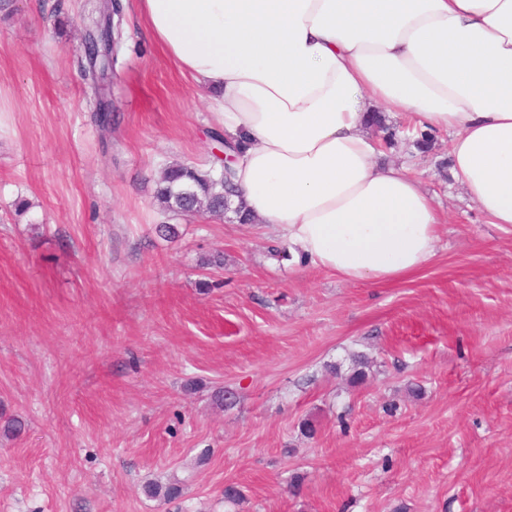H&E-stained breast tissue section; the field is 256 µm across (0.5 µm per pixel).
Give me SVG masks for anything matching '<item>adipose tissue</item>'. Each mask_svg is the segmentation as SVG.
<instances>
[{"label": "adipose tissue", "mask_w": 512, "mask_h": 512, "mask_svg": "<svg viewBox=\"0 0 512 512\" xmlns=\"http://www.w3.org/2000/svg\"><path fill=\"white\" fill-rule=\"evenodd\" d=\"M150 38L212 94L232 180L288 253L389 284L436 253L442 212L378 164V107L449 133L456 181L512 225V0H138Z\"/></svg>", "instance_id": "adipose-tissue-1"}]
</instances>
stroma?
<instances>
[{
	"mask_svg": "<svg viewBox=\"0 0 512 512\" xmlns=\"http://www.w3.org/2000/svg\"><path fill=\"white\" fill-rule=\"evenodd\" d=\"M121 2L106 136L78 65L98 0L0 18V423H25L0 432V512H512V225L456 183L447 133L422 152L386 120L385 160L414 155L445 218L421 271L272 257L273 229L154 202L166 166L212 162L216 122Z\"/></svg>",
	"mask_w": 512,
	"mask_h": 512,
	"instance_id": "obj_1",
	"label": "stroma"
}]
</instances>
